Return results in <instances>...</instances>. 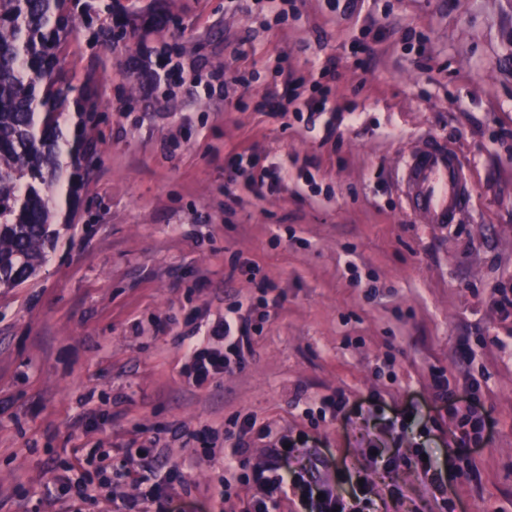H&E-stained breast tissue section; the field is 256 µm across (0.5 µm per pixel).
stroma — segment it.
I'll return each instance as SVG.
<instances>
[{
    "label": "stroma",
    "instance_id": "1",
    "mask_svg": "<svg viewBox=\"0 0 512 512\" xmlns=\"http://www.w3.org/2000/svg\"><path fill=\"white\" fill-rule=\"evenodd\" d=\"M112 21L129 38L82 30L60 55L101 104L76 220L35 279L0 289V512H67L75 489L55 478L71 472L101 487L82 512H122L143 490L123 453L152 438L179 476L142 512H246L203 439L247 417L264 433L240 475L285 437L289 476L316 469L344 497L362 481L378 512H512V0H118ZM161 51L195 72L150 86ZM218 71L234 82L208 91ZM267 87L269 110L299 92L354 117L330 134L325 114L276 121L256 109ZM428 138L473 189L454 224L423 223L400 191ZM241 143L287 191L229 182ZM264 279L281 308L259 307ZM233 302L253 309L252 358L186 386L180 336ZM471 402L478 439L460 426Z\"/></svg>",
    "mask_w": 512,
    "mask_h": 512
}]
</instances>
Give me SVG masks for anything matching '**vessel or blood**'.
Masks as SVG:
<instances>
[{
    "label": "vessel or blood",
    "instance_id": "obj_1",
    "mask_svg": "<svg viewBox=\"0 0 512 512\" xmlns=\"http://www.w3.org/2000/svg\"><path fill=\"white\" fill-rule=\"evenodd\" d=\"M401 188L409 210L429 224L454 223L472 194L455 155L430 143L407 153Z\"/></svg>",
    "mask_w": 512,
    "mask_h": 512
}]
</instances>
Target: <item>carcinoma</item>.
I'll use <instances>...</instances> for the list:
<instances>
[{
    "instance_id": "carcinoma-1",
    "label": "carcinoma",
    "mask_w": 512,
    "mask_h": 512,
    "mask_svg": "<svg viewBox=\"0 0 512 512\" xmlns=\"http://www.w3.org/2000/svg\"><path fill=\"white\" fill-rule=\"evenodd\" d=\"M71 0H0V288L38 273L60 227L63 187L83 184L98 154V104L63 75L57 54L85 25Z\"/></svg>"
}]
</instances>
